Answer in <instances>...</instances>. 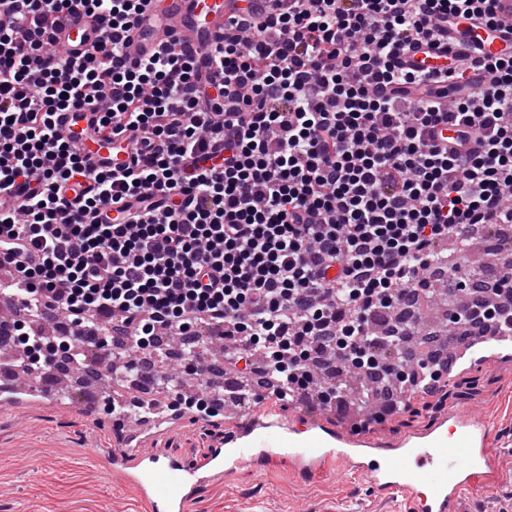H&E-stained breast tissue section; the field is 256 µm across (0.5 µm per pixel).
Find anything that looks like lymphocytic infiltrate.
Listing matches in <instances>:
<instances>
[{
	"mask_svg": "<svg viewBox=\"0 0 512 512\" xmlns=\"http://www.w3.org/2000/svg\"><path fill=\"white\" fill-rule=\"evenodd\" d=\"M495 0H272L243 8L203 81L188 52L131 62L125 35L143 0H0V254L23 308L70 316V335L25 329L20 365L48 371L112 329L111 346L163 355L161 334L223 326L238 361L261 354L271 394L314 388L327 356L357 376L440 390L444 354L418 359L413 325L430 274L472 294L451 316L475 330L512 327V262L484 280L440 253L477 225L512 224V56H450L434 73L405 67L449 20L504 25ZM80 13L101 36L84 64L48 60L61 22ZM491 83L476 92L474 69ZM94 105L100 130L128 135L133 162L97 170L57 130L56 112ZM223 147L221 168L204 167ZM89 177L85 198L60 195ZM134 206L123 224L112 204Z\"/></svg>",
	"mask_w": 512,
	"mask_h": 512,
	"instance_id": "f902f5d3",
	"label": "lymphocytic infiltrate"
}]
</instances>
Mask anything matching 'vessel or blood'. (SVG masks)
<instances>
[{
	"instance_id": "b4317fda",
	"label": "vessel or blood",
	"mask_w": 512,
	"mask_h": 512,
	"mask_svg": "<svg viewBox=\"0 0 512 512\" xmlns=\"http://www.w3.org/2000/svg\"><path fill=\"white\" fill-rule=\"evenodd\" d=\"M234 0H146L137 22L128 32L125 54L140 60L163 49L171 41L192 48L204 78L219 84L221 70L211 64L217 37L232 14ZM98 31L84 17H72L66 23L60 43L66 58L81 60L96 42ZM449 42L478 46L484 55L512 54V27L488 29L462 23L448 28ZM445 50L430 53L412 50L405 54L407 66L430 70L445 59ZM98 114L93 107L82 111L58 113L56 124L68 140L86 154L96 168L108 170L129 163L130 155L118 150L114 139L97 131ZM512 355V333L489 336L470 346L472 361L505 358ZM40 395L52 399L50 390L32 387L0 389V402L22 404L26 397ZM491 429L473 411H452L434 426L417 436L400 441L399 451L381 460L362 454L369 443L365 435L350 433L328 440L302 436L300 430L270 419L252 420L246 431L236 438L228 453L209 451L205 457L187 462L170 458L160 460L147 448L143 438L132 435L122 444L103 449L88 443L82 450L86 458L109 456L113 462L134 464L139 468L137 480L152 503L154 512H183L188 490L208 483L218 465L233 470L261 457L267 463L292 462L316 471L335 470L342 460L358 458V471L366 473L382 490L396 493L413 491L418 512H454L466 488L492 486L496 473L491 459Z\"/></svg>"
}]
</instances>
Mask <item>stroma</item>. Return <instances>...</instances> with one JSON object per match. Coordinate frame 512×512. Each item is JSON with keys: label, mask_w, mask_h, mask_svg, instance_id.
Returning a JSON list of instances; mask_svg holds the SVG:
<instances>
[{"label": "stroma", "mask_w": 512, "mask_h": 512, "mask_svg": "<svg viewBox=\"0 0 512 512\" xmlns=\"http://www.w3.org/2000/svg\"><path fill=\"white\" fill-rule=\"evenodd\" d=\"M456 408L476 410L491 423L490 446L499 473L494 488L464 492L462 512H512V360L452 377L441 407L415 402L413 412L373 422L369 432L383 447L393 448L402 434L423 431ZM256 409L301 429L308 423L310 403L303 399L288 405L267 397L208 423L188 413L149 434L148 442L160 457L191 459L205 449L224 447ZM115 423L105 400L91 419L67 398L53 404L32 401L20 409L0 407V512H151L126 470L92 463L82 454L91 441L114 445L120 435ZM341 470L336 478L258 459L198 487L185 512H307L329 501L339 503L343 512H411L408 494H383L351 465L342 464Z\"/></svg>", "instance_id": "obj_1"}]
</instances>
